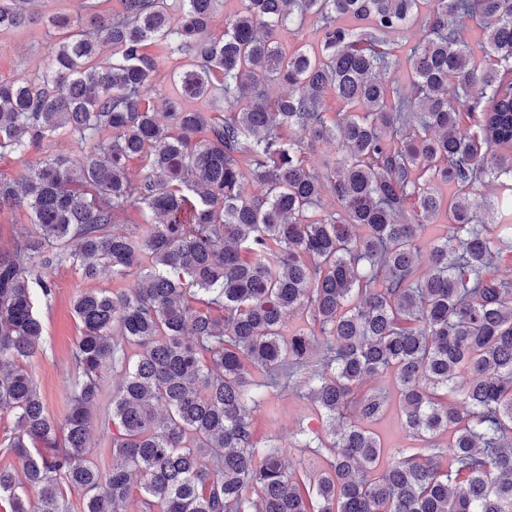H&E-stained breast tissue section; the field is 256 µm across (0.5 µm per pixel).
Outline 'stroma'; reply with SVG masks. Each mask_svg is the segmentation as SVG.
<instances>
[{"instance_id": "obj_1", "label": "stroma", "mask_w": 512, "mask_h": 512, "mask_svg": "<svg viewBox=\"0 0 512 512\" xmlns=\"http://www.w3.org/2000/svg\"><path fill=\"white\" fill-rule=\"evenodd\" d=\"M36 18L21 29L0 31V80L33 79L46 67L52 48L60 34L50 27L48 17L65 13L79 17L85 12L84 0H36ZM84 145L68 132H58L42 153L33 152L0 161V171L17 173L36 161L38 155H67L78 157ZM54 294L49 303L39 304L38 314L44 332L39 351L27 362L26 368L37 382L49 413L62 418L66 412L63 387L70 366L71 349L80 335V323L73 312L78 295L91 289L119 292L132 287L136 277L112 276L104 272L96 281L84 280L68 265H60L50 275ZM366 388L385 391L391 402L386 415L374 424L385 447L412 448L415 440L405 429L395 397L397 386L392 375L382 374L366 381ZM318 431L322 421L308 400L295 387L268 390L264 403L253 413L254 439L258 443L280 440L291 449L287 461L291 469L319 466L320 460L311 452L296 448L300 429Z\"/></svg>"}]
</instances>
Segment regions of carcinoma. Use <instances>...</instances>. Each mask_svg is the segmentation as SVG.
I'll return each instance as SVG.
<instances>
[{
    "label": "carcinoma",
    "instance_id": "cac0c4a2",
    "mask_svg": "<svg viewBox=\"0 0 512 512\" xmlns=\"http://www.w3.org/2000/svg\"><path fill=\"white\" fill-rule=\"evenodd\" d=\"M33 2L0 0V30L32 22ZM122 4L50 17L65 35L48 71L0 81V161L60 129L86 144L0 172V211L31 213L0 250V447L22 463L0 468L8 512H69L67 488L85 512H127L135 485L138 512H512V280L491 273L512 248V0H242L220 38L205 33L224 0ZM311 16L319 50L284 51L278 30ZM473 16L496 59L483 70L458 36ZM418 19L405 90L391 44ZM183 55L153 111L154 76ZM329 93L365 111L330 121ZM204 97L231 111L188 106ZM331 141L336 159L312 165L306 150ZM487 179L494 201L477 193ZM131 206L143 222L119 223ZM441 216L448 235L420 249ZM63 263L137 276L74 300L60 421L24 362L42 342L33 284L50 300ZM298 312L319 338L283 339ZM383 373L417 448L370 429L388 401L358 389ZM292 383L325 423L300 440L318 469L290 472L288 448L253 440L267 390ZM96 417L115 427L107 470L85 451Z\"/></svg>",
    "mask_w": 512,
    "mask_h": 512
}]
</instances>
